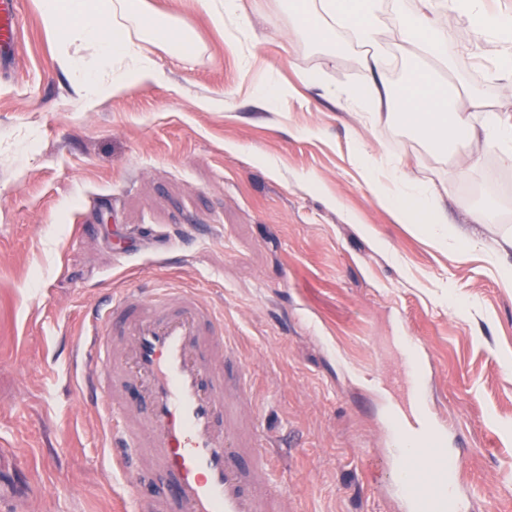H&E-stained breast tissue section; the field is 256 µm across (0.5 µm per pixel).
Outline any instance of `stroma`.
<instances>
[{
  "label": "stroma",
  "mask_w": 512,
  "mask_h": 512,
  "mask_svg": "<svg viewBox=\"0 0 512 512\" xmlns=\"http://www.w3.org/2000/svg\"><path fill=\"white\" fill-rule=\"evenodd\" d=\"M242 3L241 48L187 2L194 55L141 43L161 82L86 109L38 0H20L19 57L0 74V468L26 461L30 482L0 483V512H114L109 415L76 354L95 311L147 281L223 308L249 368L244 414L288 449L292 512H404L373 478L406 402L388 384L404 336L425 349L433 414L468 448L457 479L477 512H512V288L483 251L399 223L353 155L444 189L449 223L487 203L489 241L512 237V162L480 142L465 171L369 120L345 95L369 79L347 33L327 44L296 33L286 0ZM440 25L455 45L440 77L512 113L496 37L452 6ZM266 84L287 96L260 100Z\"/></svg>",
  "instance_id": "1"
}]
</instances>
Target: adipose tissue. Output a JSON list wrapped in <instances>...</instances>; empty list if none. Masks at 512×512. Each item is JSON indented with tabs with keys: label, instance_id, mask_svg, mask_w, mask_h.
Here are the masks:
<instances>
[{
	"label": "adipose tissue",
	"instance_id": "1",
	"mask_svg": "<svg viewBox=\"0 0 512 512\" xmlns=\"http://www.w3.org/2000/svg\"><path fill=\"white\" fill-rule=\"evenodd\" d=\"M304 0H291L299 15L302 33L320 40L344 30L351 39L369 50L365 65L369 72L382 73L387 60L379 43L386 20H393L399 50L404 54L423 51L447 61L448 46L439 26L446 0H421L417 14L403 13L401 0H314L313 10L303 9ZM455 6L482 30L495 33L501 44L497 72L500 80L512 85V15L485 11L483 0H455ZM40 19L46 31L59 38L58 64L68 73L85 107H93L112 94L160 78L150 58L139 48L150 40L184 55L191 43L186 27L151 13L147 0H38ZM94 46L102 70L86 68L83 50ZM348 97L370 119H379L384 109L394 108V120L417 129L437 151L468 153L476 142L496 147L506 160H512V115L501 117L487 112L482 123H475L473 111L481 107L479 98L469 106L454 102L447 85L427 71H417L400 95H392L385 82L353 87ZM469 155V153H468ZM469 165H476L470 156ZM378 201L391 209L399 223L410 224L422 234H437L438 244L462 241L486 248L490 264L503 287L512 288V264L500 255L512 247L502 240L486 245L476 227L490 223L483 210L471 213L466 225H449L448 213L439 194L410 180L401 167L385 170L372 181Z\"/></svg>",
	"mask_w": 512,
	"mask_h": 512
}]
</instances>
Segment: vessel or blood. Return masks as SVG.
Instances as JSON below:
<instances>
[{"label": "vessel or blood", "instance_id": "vessel-or-blood-1", "mask_svg": "<svg viewBox=\"0 0 512 512\" xmlns=\"http://www.w3.org/2000/svg\"><path fill=\"white\" fill-rule=\"evenodd\" d=\"M21 29L18 0H0V71L15 64ZM234 356L222 313L192 290L124 288L90 320L80 358L96 402L112 413L113 465L130 492L149 474L168 478L170 502L158 512H289L271 441L234 419L229 393L247 387L244 369L229 368ZM130 387L143 408L127 402ZM415 430L430 462L402 456L395 470L410 512H467L447 426L429 418Z\"/></svg>", "mask_w": 512, "mask_h": 512}]
</instances>
